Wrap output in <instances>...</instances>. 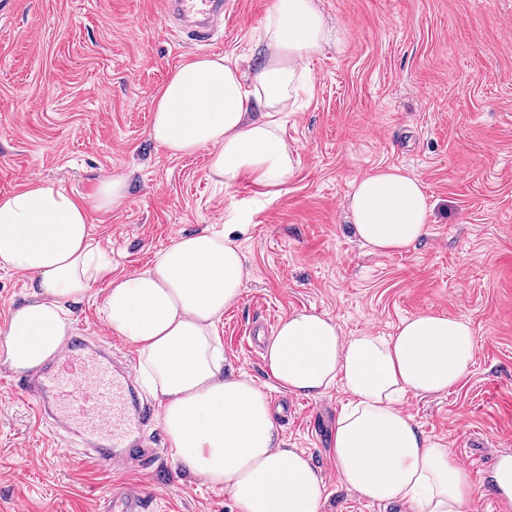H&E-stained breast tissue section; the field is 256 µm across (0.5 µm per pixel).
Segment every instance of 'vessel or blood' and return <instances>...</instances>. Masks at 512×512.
Instances as JSON below:
<instances>
[{
    "instance_id": "obj_1",
    "label": "vessel or blood",
    "mask_w": 512,
    "mask_h": 512,
    "mask_svg": "<svg viewBox=\"0 0 512 512\" xmlns=\"http://www.w3.org/2000/svg\"><path fill=\"white\" fill-rule=\"evenodd\" d=\"M166 5L171 15L208 18V25L195 31L196 37L202 39L213 32L211 20L227 11L225 0H166ZM23 387L40 410L45 409L51 397L74 394L84 398L83 413L90 420L89 431L100 439L98 447L91 450V457L114 468L132 462L144 471L154 466L155 453L137 447L133 434L142 423L158 417V409L137 401L136 377L131 367L125 363L112 365L110 360L92 351L82 332H75L36 380L24 381ZM102 509L103 512H151L148 498L130 486L113 489Z\"/></svg>"
}]
</instances>
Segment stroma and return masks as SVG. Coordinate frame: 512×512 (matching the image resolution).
Wrapping results in <instances>:
<instances>
[{
	"mask_svg": "<svg viewBox=\"0 0 512 512\" xmlns=\"http://www.w3.org/2000/svg\"><path fill=\"white\" fill-rule=\"evenodd\" d=\"M273 0H230L206 42L168 17L164 0H0V197L37 181L91 198L129 177L117 210H91L112 273L150 265L182 235L230 230L246 257L245 287L218 326L236 371L266 382L267 337L294 311L332 318L344 335L394 334L433 313L470 322L475 360L444 394L403 409L472 472L512 451V0H320L337 37L309 63L310 92L283 119L297 156L275 189L216 186L207 151L174 157L149 137L155 96L187 58L220 54L249 73ZM396 167L420 180L430 209L413 247L375 252L347 216L351 184ZM91 294L74 327L137 364ZM14 371L0 372V512H99L114 487L140 488L156 512H230L223 491L193 480L167 452L155 473L61 460ZM286 447L305 451L330 498L324 512H395L342 487L327 450L341 388L286 395Z\"/></svg>",
	"mask_w": 512,
	"mask_h": 512,
	"instance_id": "1",
	"label": "stroma"
}]
</instances>
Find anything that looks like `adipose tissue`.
<instances>
[{
	"instance_id": "obj_1",
	"label": "adipose tissue",
	"mask_w": 512,
	"mask_h": 512,
	"mask_svg": "<svg viewBox=\"0 0 512 512\" xmlns=\"http://www.w3.org/2000/svg\"><path fill=\"white\" fill-rule=\"evenodd\" d=\"M262 63L243 77L227 57L196 56L175 68L154 100L149 137L174 156L208 150L216 184L250 178L276 188L297 164L282 116L311 83L307 62L329 29L318 0H274L265 20ZM128 178L102 180L93 201L42 183L0 198V267L28 279L26 301L9 319L0 363L24 373L60 349L71 306L97 288L101 318L135 345L137 373L158 401L173 460L186 474L224 489L234 512H322L327 490L305 452L285 447L268 385L349 396L336 415L329 456L346 487L408 512H470L484 487L512 512V453L481 480L445 445L431 441L400 406L409 394L447 392L469 372V322L419 314L390 337L342 335L334 320L297 311L265 350L268 384L228 369L217 326L237 304L245 259L228 232L184 235L151 267L112 274V254L95 239L90 209L125 205ZM356 235L377 252L406 250L428 232L421 182L397 168L355 180L349 204Z\"/></svg>"
}]
</instances>
